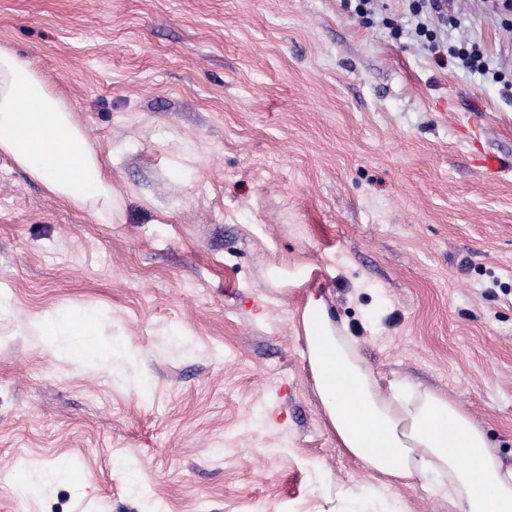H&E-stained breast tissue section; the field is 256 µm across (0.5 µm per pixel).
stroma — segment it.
<instances>
[{"label":"stroma","mask_w":512,"mask_h":512,"mask_svg":"<svg viewBox=\"0 0 512 512\" xmlns=\"http://www.w3.org/2000/svg\"><path fill=\"white\" fill-rule=\"evenodd\" d=\"M442 5L489 75L411 36L409 0H0V47L121 197L100 223L0 152L8 512H448L428 479L379 498L338 448L312 296L382 382L446 394L512 465V171L475 163L512 161V13ZM58 312L94 317L81 356L35 334Z\"/></svg>","instance_id":"stroma-1"}]
</instances>
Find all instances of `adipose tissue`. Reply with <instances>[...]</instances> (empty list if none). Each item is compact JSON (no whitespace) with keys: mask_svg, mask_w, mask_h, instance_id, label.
I'll return each mask as SVG.
<instances>
[{"mask_svg":"<svg viewBox=\"0 0 512 512\" xmlns=\"http://www.w3.org/2000/svg\"><path fill=\"white\" fill-rule=\"evenodd\" d=\"M0 151L53 195L112 220L117 195L87 132L31 63L0 49ZM301 324L315 392L347 454L389 490L432 478L455 512H512V467L485 430L447 395L381 385L356 339L324 301L308 298Z\"/></svg>","mask_w":512,"mask_h":512,"instance_id":"obj_1","label":"adipose tissue"}]
</instances>
